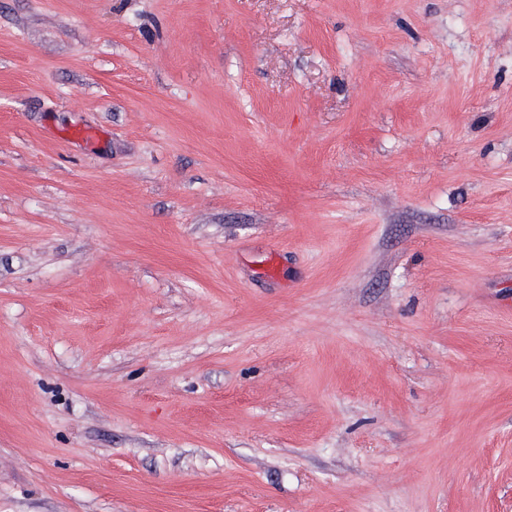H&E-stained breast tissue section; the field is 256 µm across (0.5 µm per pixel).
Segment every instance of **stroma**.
Here are the masks:
<instances>
[{"label": "stroma", "mask_w": 512, "mask_h": 512, "mask_svg": "<svg viewBox=\"0 0 512 512\" xmlns=\"http://www.w3.org/2000/svg\"><path fill=\"white\" fill-rule=\"evenodd\" d=\"M0 512H512V0H0Z\"/></svg>", "instance_id": "obj_1"}]
</instances>
